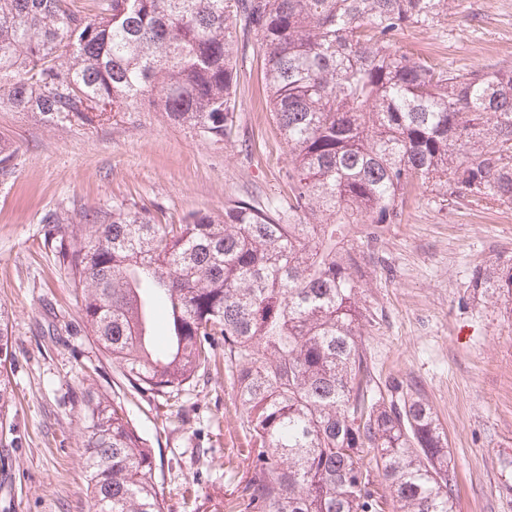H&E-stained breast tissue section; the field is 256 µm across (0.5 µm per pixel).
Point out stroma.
Here are the masks:
<instances>
[{
	"label": "stroma",
	"mask_w": 512,
	"mask_h": 512,
	"mask_svg": "<svg viewBox=\"0 0 512 512\" xmlns=\"http://www.w3.org/2000/svg\"><path fill=\"white\" fill-rule=\"evenodd\" d=\"M396 45L445 69L512 70V0H451L434 28ZM236 134L215 144L149 108L96 128L0 109L16 150L0 183V309L8 312L18 446L0 466V512H90L76 397L91 386L121 403L152 446L165 512H228L250 468L248 435L224 359L170 397L134 389L80 323V300L44 240L45 220L74 206L133 199L162 224L220 219L228 201H287L288 146L272 112L260 39L236 38ZM374 253L362 302L377 382L423 394L448 434L455 512H512V301L467 287L477 270L512 266V204L409 195L397 224H361Z\"/></svg>",
	"instance_id": "35a3bbf8"
}]
</instances>
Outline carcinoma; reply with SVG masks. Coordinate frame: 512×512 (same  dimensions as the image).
I'll list each match as a JSON object with an SVG mask.
<instances>
[{
  "instance_id": "carcinoma-1",
  "label": "carcinoma",
  "mask_w": 512,
  "mask_h": 512,
  "mask_svg": "<svg viewBox=\"0 0 512 512\" xmlns=\"http://www.w3.org/2000/svg\"><path fill=\"white\" fill-rule=\"evenodd\" d=\"M448 0H0V109L96 127L146 104L214 143L236 129L234 33L259 32L289 150L288 217L159 224L137 203L49 218L80 322L135 388L169 396L224 349L252 443L229 512H454L455 465L429 401L373 385L361 305L375 259L356 224H397L419 185L512 204V70L459 72L395 46ZM0 140V178L13 173ZM512 300V267L471 281ZM0 309V416L12 405ZM92 512H164L153 449L120 403L78 395ZM383 486L379 492L377 486Z\"/></svg>"
}]
</instances>
